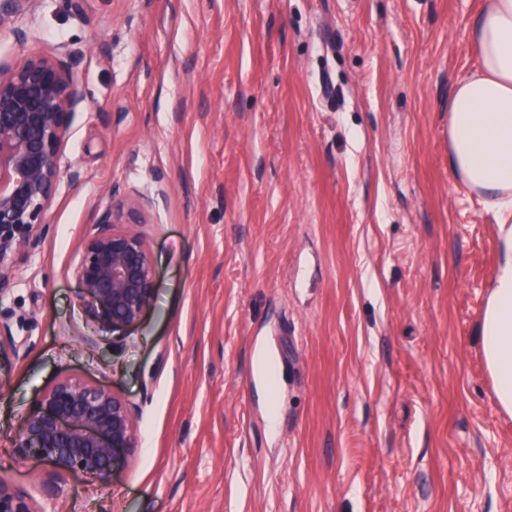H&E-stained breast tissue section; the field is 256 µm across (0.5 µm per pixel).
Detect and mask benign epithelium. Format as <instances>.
I'll use <instances>...</instances> for the list:
<instances>
[{
    "label": "benign epithelium",
    "instance_id": "benign-epithelium-1",
    "mask_svg": "<svg viewBox=\"0 0 512 512\" xmlns=\"http://www.w3.org/2000/svg\"><path fill=\"white\" fill-rule=\"evenodd\" d=\"M36 0H3L4 19L32 11ZM86 101L71 65L32 54L0 64V296L15 261L36 251L48 232L44 217L64 177L78 173L62 159L76 112ZM73 276L92 320L105 331L137 325L156 294L154 263L141 235L106 213L83 238ZM136 411L118 394L66 378L25 417L15 447L46 455L54 472L42 497L58 495L60 473L109 480L129 464L137 447ZM30 494L0 479V512H48Z\"/></svg>",
    "mask_w": 512,
    "mask_h": 512
}]
</instances>
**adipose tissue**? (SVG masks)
Returning <instances> with one entry per match:
<instances>
[{"label":"adipose tissue","instance_id":"adipose-tissue-1","mask_svg":"<svg viewBox=\"0 0 512 512\" xmlns=\"http://www.w3.org/2000/svg\"><path fill=\"white\" fill-rule=\"evenodd\" d=\"M469 34L480 61L448 102V166L483 198L502 233L481 349L498 404L512 414V0H487Z\"/></svg>","mask_w":512,"mask_h":512}]
</instances>
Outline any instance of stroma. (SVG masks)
<instances>
[{
  "label": "stroma",
  "mask_w": 512,
  "mask_h": 512,
  "mask_svg": "<svg viewBox=\"0 0 512 512\" xmlns=\"http://www.w3.org/2000/svg\"><path fill=\"white\" fill-rule=\"evenodd\" d=\"M483 0H39L0 62L71 53L75 115L39 250L0 318V479L64 378L137 412L59 512H512V415L479 347L499 226L448 167ZM15 25V26H16ZM135 211L156 295L98 329L72 274Z\"/></svg>",
  "instance_id": "35a3bbf8"
}]
</instances>
